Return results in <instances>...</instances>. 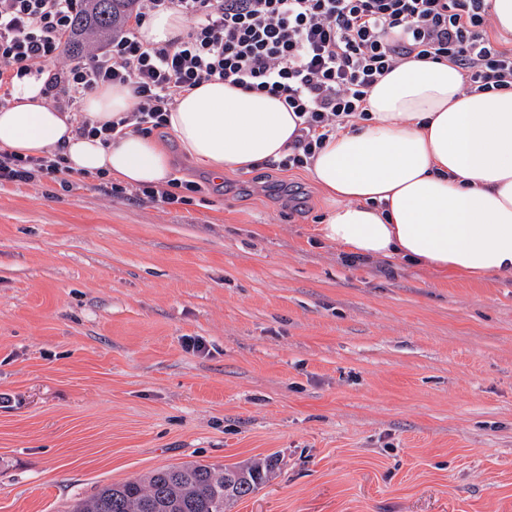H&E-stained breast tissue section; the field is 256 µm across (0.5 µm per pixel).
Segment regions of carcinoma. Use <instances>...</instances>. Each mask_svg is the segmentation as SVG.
I'll use <instances>...</instances> for the list:
<instances>
[{"label": "carcinoma", "instance_id": "obj_1", "mask_svg": "<svg viewBox=\"0 0 512 512\" xmlns=\"http://www.w3.org/2000/svg\"><path fill=\"white\" fill-rule=\"evenodd\" d=\"M132 0H88L87 12L75 24L76 44L83 51L86 33L112 36ZM266 477L258 462L234 466L187 463L156 470L140 479L100 487L74 512H224V505L253 493Z\"/></svg>", "mask_w": 512, "mask_h": 512}]
</instances>
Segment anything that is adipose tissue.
<instances>
[{
    "label": "adipose tissue",
    "instance_id": "obj_1",
    "mask_svg": "<svg viewBox=\"0 0 512 512\" xmlns=\"http://www.w3.org/2000/svg\"><path fill=\"white\" fill-rule=\"evenodd\" d=\"M459 68L410 61L368 96L370 118L328 139L313 181L337 206L320 238L367 260L425 267L441 278L512 276V90L465 93ZM133 106L127 88L86 99L95 124ZM298 119L276 98L209 81L180 97L168 116L179 149L213 176L279 159ZM58 149L76 174L107 173L131 186L171 178L170 153L128 133L109 145L76 136L68 114L28 82L0 110V150L39 156Z\"/></svg>",
    "mask_w": 512,
    "mask_h": 512
}]
</instances>
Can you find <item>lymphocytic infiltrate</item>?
<instances>
[{"mask_svg": "<svg viewBox=\"0 0 512 512\" xmlns=\"http://www.w3.org/2000/svg\"><path fill=\"white\" fill-rule=\"evenodd\" d=\"M86 0H0V107L18 86L44 76L42 93L69 113L79 136L110 143L166 128L178 98L220 80L279 97L301 123L268 168L308 169L324 143L369 120L367 98L386 74L412 60L447 61L464 91L512 89V48L493 37L488 0H134L119 31L97 52L72 56V24ZM174 10L186 36L147 42L140 28ZM130 90V113L99 126L83 114L93 91ZM60 151L0 152V183L42 178L71 188Z\"/></svg>", "mask_w": 512, "mask_h": 512, "instance_id": "lymphocytic-infiltrate-1", "label": "lymphocytic infiltrate"}]
</instances>
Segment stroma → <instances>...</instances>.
Segmentation results:
<instances>
[{
    "label": "stroma",
    "mask_w": 512,
    "mask_h": 512,
    "mask_svg": "<svg viewBox=\"0 0 512 512\" xmlns=\"http://www.w3.org/2000/svg\"><path fill=\"white\" fill-rule=\"evenodd\" d=\"M0 185V512L266 459L226 512H512V277L347 262L309 171Z\"/></svg>",
    "instance_id": "stroma-1"
}]
</instances>
